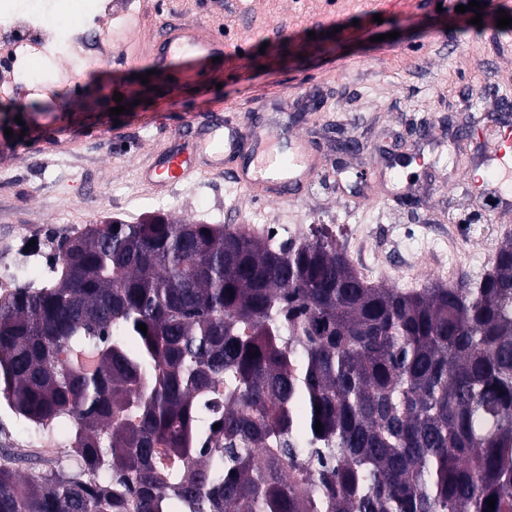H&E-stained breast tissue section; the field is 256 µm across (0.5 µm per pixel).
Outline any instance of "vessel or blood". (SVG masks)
<instances>
[{
  "label": "vessel or blood",
  "mask_w": 512,
  "mask_h": 512,
  "mask_svg": "<svg viewBox=\"0 0 512 512\" xmlns=\"http://www.w3.org/2000/svg\"><path fill=\"white\" fill-rule=\"evenodd\" d=\"M242 47L224 41L223 37L205 32L201 25L180 26L164 20L157 25V36L145 65L159 74L169 73L177 58L204 62L212 58L238 56ZM195 149L191 152L169 148L156 152L153 163L142 169L147 183L173 192L177 187L204 174L226 175L240 188L261 187L273 201L292 200L311 188L320 173L322 162L311 143L296 137L292 152L277 156L273 148H260L253 130L247 124L225 119L215 112L207 125L196 128ZM512 140V128L502 126L486 139L489 163L508 169L504 143Z\"/></svg>",
  "instance_id": "1"
}]
</instances>
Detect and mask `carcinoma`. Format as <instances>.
Returning a JSON list of instances; mask_svg holds the SVG:
<instances>
[{"instance_id": "1", "label": "carcinoma", "mask_w": 512, "mask_h": 512, "mask_svg": "<svg viewBox=\"0 0 512 512\" xmlns=\"http://www.w3.org/2000/svg\"><path fill=\"white\" fill-rule=\"evenodd\" d=\"M0 398L70 435L0 512H512V240L399 289L324 226L91 224L0 301Z\"/></svg>"}]
</instances>
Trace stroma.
Masks as SVG:
<instances>
[{"instance_id":"1","label":"stroma","mask_w":512,"mask_h":512,"mask_svg":"<svg viewBox=\"0 0 512 512\" xmlns=\"http://www.w3.org/2000/svg\"><path fill=\"white\" fill-rule=\"evenodd\" d=\"M163 17L202 23L247 45V60L224 68L176 64L171 76L139 79L129 52L148 39L113 46L106 59L77 60L75 103L66 93L0 100V129L22 117L28 149L0 139V252L39 235L52 259L65 237L112 218L136 224L172 216L201 224L268 221L256 233L304 238L311 227L341 228L349 257L368 245L363 273L394 288H421L449 274L478 278L473 261L512 234V211L487 210L463 187L490 126H512V0H490L481 25L457 0H157ZM104 0H54L83 14L74 33L113 37L126 18ZM382 23H375L374 15ZM132 111L111 116L114 94ZM307 137L318 149L319 182L294 202L229 187L213 176L180 192L154 190L140 177L153 149L184 140L186 122L208 112ZM51 150H44V143ZM370 173L377 201L354 205ZM65 234H57V225Z\"/></svg>"}]
</instances>
